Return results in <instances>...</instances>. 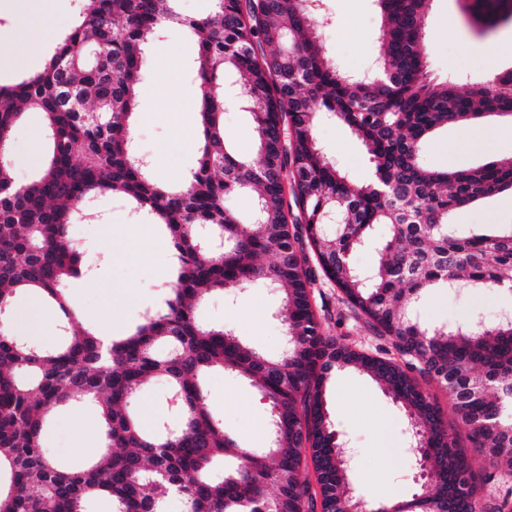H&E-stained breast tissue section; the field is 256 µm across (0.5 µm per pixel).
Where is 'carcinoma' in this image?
Listing matches in <instances>:
<instances>
[{
	"instance_id": "cac0c4a2",
	"label": "carcinoma",
	"mask_w": 512,
	"mask_h": 512,
	"mask_svg": "<svg viewBox=\"0 0 512 512\" xmlns=\"http://www.w3.org/2000/svg\"><path fill=\"white\" fill-rule=\"evenodd\" d=\"M173 2L83 0L80 24L43 70L0 83V141H12L26 109L42 114L46 138L31 182L17 183L12 166L0 165V309H13L19 292L35 293L51 303L62 331L41 346L0 329V512H85L92 496L110 500L112 512H165L169 497L182 512H313L302 478L309 462L321 512H358L356 496L341 488L345 470L324 399L329 375L345 367L391 395L425 448L421 491L372 512H469L475 469L421 382L448 389L456 426L483 469L509 482L512 422L500 413L512 406V320L432 328L412 319L406 303L448 285L512 290V227L459 237L448 225L454 210L512 190V160L448 172L422 166L418 153L438 128L512 121V70L467 95L435 82L420 49L428 0H376L382 52L379 77L367 81L328 62L318 10L307 0H214L213 13L196 20ZM463 11L489 28L512 20V0H471ZM168 23L196 36L191 71L201 89L197 165L176 187L151 177L131 132L145 51ZM227 73L242 78L237 92L256 160L224 137ZM319 114L362 143L371 181H351L322 151ZM241 192L254 194L249 224L224 206ZM107 194L164 226L176 259L164 305L108 345L79 326L66 295L81 257L69 229L88 201ZM378 224L390 233L363 273L350 255L372 244ZM200 225L223 242L221 251L197 250ZM323 279L383 340L379 354L327 332L310 300ZM256 285L282 294L277 314L288 346L277 357L196 315L207 295ZM215 368L250 381L268 401L267 448L224 434L202 385ZM158 376L179 401L172 435L166 422L150 431L130 411ZM77 398L98 406L104 450L69 472L46 453L43 433L49 412ZM216 459L227 462L220 473L212 471Z\"/></svg>"
}]
</instances>
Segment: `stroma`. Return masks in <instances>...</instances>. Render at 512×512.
I'll return each mask as SVG.
<instances>
[{"label":"stroma","instance_id":"obj_1","mask_svg":"<svg viewBox=\"0 0 512 512\" xmlns=\"http://www.w3.org/2000/svg\"><path fill=\"white\" fill-rule=\"evenodd\" d=\"M21 6L22 0H0V81L4 83L40 71L54 47L53 42H45L32 56L24 44L4 37V29L13 24ZM320 19L328 58L337 70L354 75L373 68L379 53L375 0H321ZM422 28L421 48L437 81L452 77L462 89L470 90L475 81L512 69V25L501 29L495 38H483L466 25L459 0H430ZM195 51L192 41L177 42L162 27L146 53L148 84H165L171 91L139 97V118L132 135L140 154L153 164L152 177L160 182H178L196 164L200 96L188 71ZM489 128L480 140L474 138L470 124L436 130L421 145L422 164L442 171L512 158V126L493 122ZM316 134L337 166L356 181L370 179L369 158L347 128L322 121ZM12 144L13 177L17 183H28L37 174L39 155L46 149L39 113L26 114L13 133ZM90 212V219L70 228L78 245L93 247L104 224L122 225L123 231L112 239L113 260L105 285L70 284V303L84 324L100 335L119 337L133 328L147 309L163 305L173 248L158 225L131 213L120 198L96 199ZM450 225L460 236L469 235L479 225H512V193L505 191L455 210ZM106 286L128 289L127 300L103 310L102 289ZM311 303L328 331L341 342L376 353L377 341L352 317L330 283L314 288ZM279 304L277 293L253 287L230 295L213 293L197 311L204 323L229 325L246 344L275 357L283 345V326L275 316ZM416 308L421 320L430 325L450 326L472 317L493 324L502 313L512 311V294L488 289L463 294L453 288H433ZM206 387L225 433L244 447H262L270 417L267 400L248 382L220 370L208 375ZM324 399L349 461L352 487L363 501L384 499L389 492L407 499L419 492L408 417L382 388L365 374L344 368L331 372ZM102 447L99 415L88 401L57 407L49 415L44 448L62 468L82 466L97 458Z\"/></svg>","mask_w":512,"mask_h":512}]
</instances>
